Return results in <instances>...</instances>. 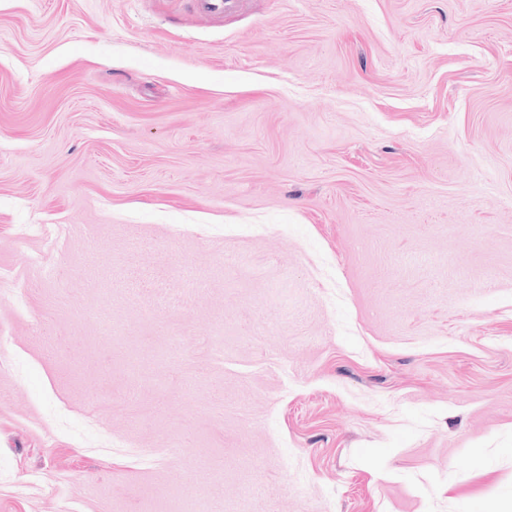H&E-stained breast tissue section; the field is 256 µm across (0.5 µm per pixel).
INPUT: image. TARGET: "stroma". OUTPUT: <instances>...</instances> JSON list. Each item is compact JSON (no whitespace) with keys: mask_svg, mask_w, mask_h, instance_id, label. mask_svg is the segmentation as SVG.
<instances>
[{"mask_svg":"<svg viewBox=\"0 0 512 512\" xmlns=\"http://www.w3.org/2000/svg\"><path fill=\"white\" fill-rule=\"evenodd\" d=\"M256 484L512 512V0H0V512Z\"/></svg>","mask_w":512,"mask_h":512,"instance_id":"obj_1","label":"stroma"}]
</instances>
